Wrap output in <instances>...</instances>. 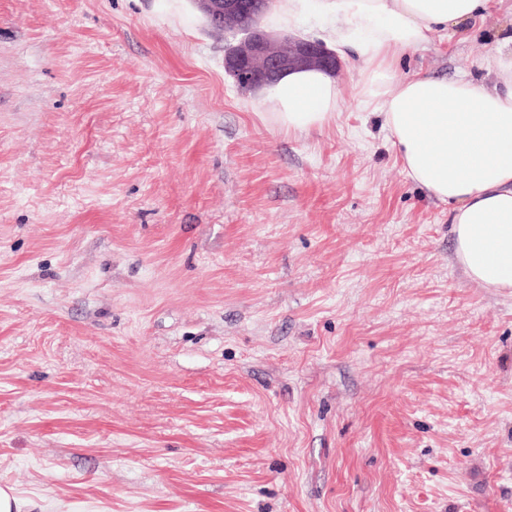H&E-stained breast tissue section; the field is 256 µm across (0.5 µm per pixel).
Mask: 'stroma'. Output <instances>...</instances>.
<instances>
[{"label": "stroma", "instance_id": "obj_1", "mask_svg": "<svg viewBox=\"0 0 512 512\" xmlns=\"http://www.w3.org/2000/svg\"><path fill=\"white\" fill-rule=\"evenodd\" d=\"M512 0L404 59L492 82ZM194 0H0V485L23 512H512V294L335 79L268 129Z\"/></svg>", "mask_w": 512, "mask_h": 512}]
</instances>
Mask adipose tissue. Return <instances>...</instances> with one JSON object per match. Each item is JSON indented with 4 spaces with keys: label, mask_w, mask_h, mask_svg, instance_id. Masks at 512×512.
Listing matches in <instances>:
<instances>
[{
    "label": "adipose tissue",
    "mask_w": 512,
    "mask_h": 512,
    "mask_svg": "<svg viewBox=\"0 0 512 512\" xmlns=\"http://www.w3.org/2000/svg\"><path fill=\"white\" fill-rule=\"evenodd\" d=\"M491 0H271L260 20L276 34L320 20L338 54L360 62L362 104L379 112L408 177L447 204L455 259L484 288L512 293V33L495 48V79L394 76L436 32L485 17ZM261 120L300 135L335 120L332 75L290 70L262 89Z\"/></svg>",
    "instance_id": "ef3b65f1"
}]
</instances>
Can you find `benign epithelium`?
<instances>
[{
    "instance_id": "7a95c632",
    "label": "benign epithelium",
    "mask_w": 512,
    "mask_h": 512,
    "mask_svg": "<svg viewBox=\"0 0 512 512\" xmlns=\"http://www.w3.org/2000/svg\"><path fill=\"white\" fill-rule=\"evenodd\" d=\"M211 26L232 39L224 53V68L236 84L260 86L291 69L319 68L336 72L340 59L323 43L280 39L242 23V17L266 9L269 0H198Z\"/></svg>"
}]
</instances>
